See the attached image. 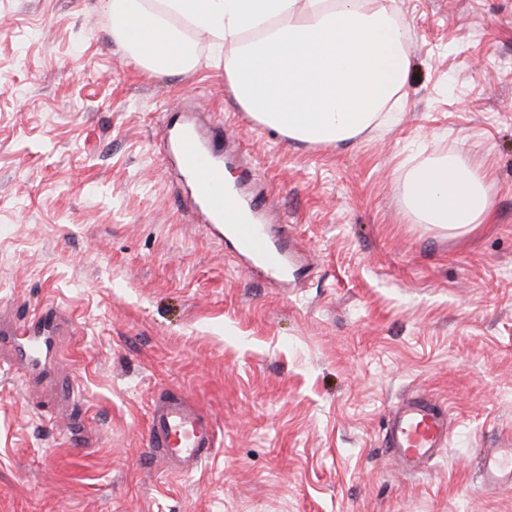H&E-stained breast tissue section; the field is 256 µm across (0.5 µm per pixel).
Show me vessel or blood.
I'll list each match as a JSON object with an SVG mask.
<instances>
[{
  "mask_svg": "<svg viewBox=\"0 0 512 512\" xmlns=\"http://www.w3.org/2000/svg\"><path fill=\"white\" fill-rule=\"evenodd\" d=\"M161 142L178 160V171L194 193V210L217 238L230 241L235 253L267 273L284 275L296 256L275 242L264 225L252 223L254 208L224 188L221 151L203 140L191 126L164 128ZM387 446L405 470L415 471L446 447L450 437L448 414L430 396L396 405L388 415ZM216 432L211 420L193 401L162 393L151 414L146 446L159 453L179 475L192 473L211 456ZM485 484L512 483V448H494L484 455Z\"/></svg>",
  "mask_w": 512,
  "mask_h": 512,
  "instance_id": "obj_1",
  "label": "vessel or blood"
}]
</instances>
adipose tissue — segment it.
<instances>
[{
    "instance_id": "1",
    "label": "adipose tissue",
    "mask_w": 512,
    "mask_h": 512,
    "mask_svg": "<svg viewBox=\"0 0 512 512\" xmlns=\"http://www.w3.org/2000/svg\"><path fill=\"white\" fill-rule=\"evenodd\" d=\"M395 0H107L112 36L151 72L197 66L189 34L224 56L235 102L292 140L336 146L384 122L408 82L410 27ZM491 173L462 146L409 168L402 206L414 224L461 236L493 216Z\"/></svg>"
}]
</instances>
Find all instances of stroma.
<instances>
[{
    "label": "stroma",
    "mask_w": 512,
    "mask_h": 512,
    "mask_svg": "<svg viewBox=\"0 0 512 512\" xmlns=\"http://www.w3.org/2000/svg\"><path fill=\"white\" fill-rule=\"evenodd\" d=\"M413 77L395 124L333 147L233 100L206 38L150 73L102 0H0V512H512L480 461L512 442V0H396ZM223 128L235 183L307 258L291 288L192 216L155 141ZM464 143L491 223H409L402 172ZM46 337L33 367L17 332ZM164 390L216 422L174 474L144 446ZM427 394L453 434L421 473L385 420Z\"/></svg>",
    "instance_id": "1"
}]
</instances>
